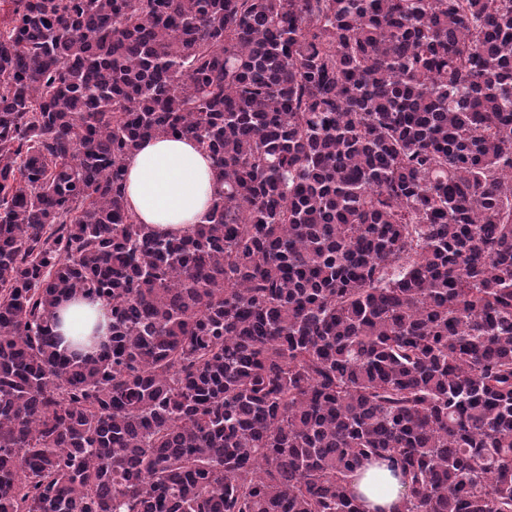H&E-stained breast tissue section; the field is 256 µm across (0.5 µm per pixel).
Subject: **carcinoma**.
<instances>
[{
    "label": "carcinoma",
    "instance_id": "obj_1",
    "mask_svg": "<svg viewBox=\"0 0 512 512\" xmlns=\"http://www.w3.org/2000/svg\"><path fill=\"white\" fill-rule=\"evenodd\" d=\"M157 135L224 185L182 237ZM374 464L512 512V0H0V512H367ZM125 169L130 208L159 235L192 232L222 188L210 156L189 137L149 138ZM65 317V335L74 336L82 327L85 320L90 322H100L102 329L99 333L101 342H108L110 336V319L107 316V302L102 298H97L93 302L76 296L64 312Z\"/></svg>",
    "mask_w": 512,
    "mask_h": 512
}]
</instances>
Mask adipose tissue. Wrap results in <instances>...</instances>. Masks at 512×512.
Instances as JSON below:
<instances>
[{
  "instance_id": "1",
  "label": "adipose tissue",
  "mask_w": 512,
  "mask_h": 512,
  "mask_svg": "<svg viewBox=\"0 0 512 512\" xmlns=\"http://www.w3.org/2000/svg\"><path fill=\"white\" fill-rule=\"evenodd\" d=\"M126 195L141 223L160 235L194 230L212 207L221 184L208 153L193 139L155 136L142 142L126 162ZM66 335H75L84 322L101 323V338H109L107 303L76 297L65 313ZM357 486L369 502L400 504L404 487L383 469L369 470Z\"/></svg>"
}]
</instances>
